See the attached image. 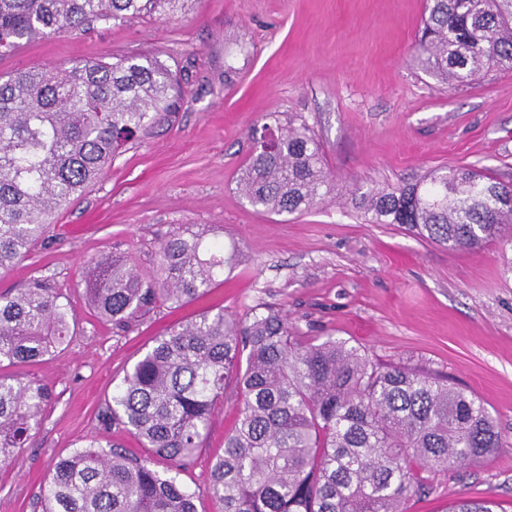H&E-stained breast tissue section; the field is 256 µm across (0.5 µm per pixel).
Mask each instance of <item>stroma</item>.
Instances as JSON below:
<instances>
[{"mask_svg":"<svg viewBox=\"0 0 512 512\" xmlns=\"http://www.w3.org/2000/svg\"><path fill=\"white\" fill-rule=\"evenodd\" d=\"M426 0H195L175 18H142L22 43L0 75L64 70L93 60L149 55L178 75L184 100L168 124L123 147L102 177L59 210L10 272L0 294L49 279L70 312L69 338L9 375L52 392L28 444L0 470V512H41L54 463L103 437L98 415L112 387L154 343L207 310L281 309L306 336H335L375 361L448 376L496 418L508 448L476 467L425 478L406 512L481 499L512 512V243L451 250L395 224L368 223L339 198L274 215L237 191L265 117L307 125L341 185L412 183L448 166L512 183V70L448 88L413 60ZM235 243L242 262L203 300L157 306L120 331L85 298L101 256L128 257L145 277L179 225ZM237 413L218 403L202 448L180 482L199 512L210 465Z\"/></svg>","mask_w":512,"mask_h":512,"instance_id":"obj_1","label":"stroma"}]
</instances>
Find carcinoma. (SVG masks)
<instances>
[{
  "label": "carcinoma",
  "mask_w": 512,
  "mask_h": 512,
  "mask_svg": "<svg viewBox=\"0 0 512 512\" xmlns=\"http://www.w3.org/2000/svg\"><path fill=\"white\" fill-rule=\"evenodd\" d=\"M192 0H0V56L94 22L173 17ZM421 67L452 87L490 67L512 69V0H427ZM179 83L148 56L38 67L0 77V270L41 237L52 213L98 180L119 149L175 109ZM238 189L268 214L304 212L335 191L320 141L269 114ZM371 224H397L448 247L473 248L512 224V185L467 168L434 169L414 184L347 189ZM146 279L125 256L94 262L85 292L125 328L158 304L205 298L239 251L187 224L159 248ZM70 307L35 278L0 295V366L38 361L69 336ZM240 402L213 462L207 494L221 512H405L429 490L422 471L474 467L512 444L484 402L402 364L378 365L359 346L304 336L272 307L207 312L155 341L99 414L143 457L92 438L59 459L43 512H198L178 475L203 447L217 403ZM48 388L0 374V462L26 446ZM165 467L155 468V461ZM441 512H496L485 500Z\"/></svg>",
  "instance_id": "obj_1"
}]
</instances>
